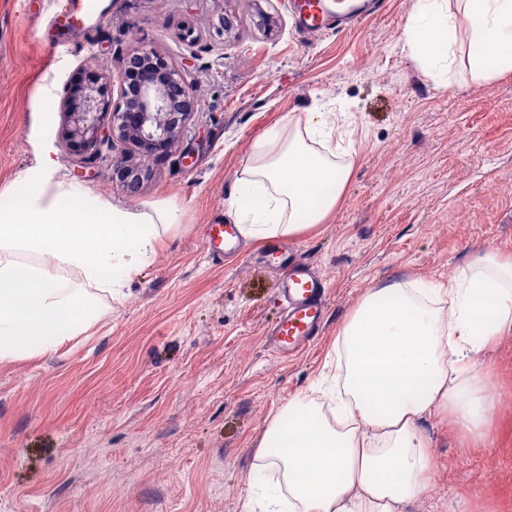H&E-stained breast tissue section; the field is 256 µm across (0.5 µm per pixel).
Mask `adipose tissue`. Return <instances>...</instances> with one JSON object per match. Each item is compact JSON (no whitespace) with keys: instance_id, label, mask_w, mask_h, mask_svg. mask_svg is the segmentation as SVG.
Masks as SVG:
<instances>
[{"instance_id":"adipose-tissue-1","label":"adipose tissue","mask_w":512,"mask_h":512,"mask_svg":"<svg viewBox=\"0 0 512 512\" xmlns=\"http://www.w3.org/2000/svg\"><path fill=\"white\" fill-rule=\"evenodd\" d=\"M468 41H461L460 29ZM405 42L439 88L458 56L477 80L512 70V0H412ZM310 110L259 138L230 206L243 236L290 237L322 223L349 176ZM53 161L0 193V362L63 347L100 317L111 291L155 254L179 210H132L54 181ZM512 333V261L490 256L440 287L372 288L336 340V371L272 419L256 453L280 480L243 512H402L433 467L422 420L446 415L474 440L492 404L471 359Z\"/></svg>"}]
</instances>
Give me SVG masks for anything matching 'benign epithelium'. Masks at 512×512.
I'll return each mask as SVG.
<instances>
[{
	"instance_id": "7a95c632",
	"label": "benign epithelium",
	"mask_w": 512,
	"mask_h": 512,
	"mask_svg": "<svg viewBox=\"0 0 512 512\" xmlns=\"http://www.w3.org/2000/svg\"><path fill=\"white\" fill-rule=\"evenodd\" d=\"M117 82L120 100L112 96V75L92 66L70 84L61 104L65 117L61 137L66 148L87 160L98 144L119 138L136 145L141 158L179 148L195 110V88L184 67L133 40L122 56ZM113 182L130 190L140 178V163L120 152L113 159Z\"/></svg>"
}]
</instances>
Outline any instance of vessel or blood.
Segmentation results:
<instances>
[{"label":"vessel or blood","mask_w":512,"mask_h":512,"mask_svg":"<svg viewBox=\"0 0 512 512\" xmlns=\"http://www.w3.org/2000/svg\"><path fill=\"white\" fill-rule=\"evenodd\" d=\"M377 0H348L332 6L326 0H292L299 29L308 35L332 30L374 13ZM96 10L95 0H64L51 20L52 25L81 29ZM238 237L235 225L208 224L203 228L206 248L216 261L234 251ZM285 313L268 338L271 351L281 358L300 354L320 336L327 310V294L320 279L303 261L283 272Z\"/></svg>","instance_id":"obj_1"}]
</instances>
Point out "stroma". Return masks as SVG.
Listing matches in <instances>:
<instances>
[{
	"mask_svg": "<svg viewBox=\"0 0 512 512\" xmlns=\"http://www.w3.org/2000/svg\"><path fill=\"white\" fill-rule=\"evenodd\" d=\"M83 31H53L57 0H0V190L55 161L56 179L181 222L89 330L55 353L0 364V512H241L268 422L309 393L364 293L393 280L448 284L493 255L512 260V71L474 80L456 65L440 89L404 42L410 0L301 35L288 0H103ZM233 20L216 35L220 16ZM190 23L201 39L178 36ZM138 38L186 60L205 108L188 159L146 161L134 195L112 184L116 154L87 168L62 146L60 102L89 56L117 74ZM350 115V174L327 219L292 237L241 239L213 262L203 225L233 223L235 181L257 139L289 114ZM298 251L328 290L322 335L284 361L281 257ZM497 392L473 442L448 417L421 423L436 466L405 512H512V335L473 366Z\"/></svg>",
	"mask_w": 512,
	"mask_h": 512,
	"instance_id": "obj_1",
	"label": "stroma"
}]
</instances>
